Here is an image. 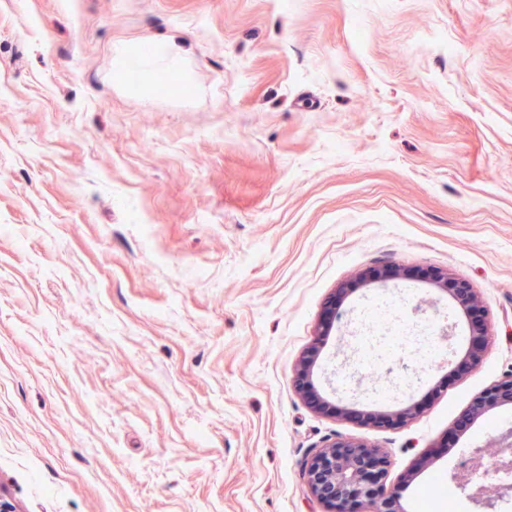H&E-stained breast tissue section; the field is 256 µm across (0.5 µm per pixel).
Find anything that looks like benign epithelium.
Segmentation results:
<instances>
[{
    "mask_svg": "<svg viewBox=\"0 0 512 512\" xmlns=\"http://www.w3.org/2000/svg\"><path fill=\"white\" fill-rule=\"evenodd\" d=\"M413 275L410 269H397L385 266L373 273L366 272L359 276V284L381 285L400 276ZM427 280L438 294L446 295L458 304H479L469 285L448 274L440 267L427 269ZM353 288H341L325 309L320 324V335L329 334L333 324L345 316L343 304ZM457 325L448 323L446 331L441 334V341L446 343L448 358L457 356L463 350V357L470 364L476 365L482 357L485 346L486 326L484 321L469 322V336L466 345L454 340ZM317 365V356L302 358L296 368L294 385L307 406L324 415H336V405L326 400L318 392L313 375ZM512 404V374L502 377L496 384L480 392L472 401L468 416L479 418L498 408ZM420 407L408 402L389 414L372 417L379 427L405 425L416 418ZM390 461L386 452L370 445L362 438L339 437L315 451L307 462L303 479L310 495L321 507V512H403L399 502L397 488L386 484ZM512 492V484L499 486L494 494L483 489L472 491L471 499L482 512H493L496 501Z\"/></svg>",
    "mask_w": 512,
    "mask_h": 512,
    "instance_id": "obj_1",
    "label": "benign epithelium"
}]
</instances>
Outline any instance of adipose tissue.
<instances>
[{
  "label": "adipose tissue",
  "mask_w": 512,
  "mask_h": 512,
  "mask_svg": "<svg viewBox=\"0 0 512 512\" xmlns=\"http://www.w3.org/2000/svg\"><path fill=\"white\" fill-rule=\"evenodd\" d=\"M113 60L114 83L129 90L146 89L160 72L180 82L188 79L182 52L170 41L152 42L147 49L138 44L118 43L113 47Z\"/></svg>",
  "instance_id": "ef3b65f1"
}]
</instances>
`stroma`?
<instances>
[{
	"label": "stroma",
	"mask_w": 512,
	"mask_h": 512,
	"mask_svg": "<svg viewBox=\"0 0 512 512\" xmlns=\"http://www.w3.org/2000/svg\"><path fill=\"white\" fill-rule=\"evenodd\" d=\"M174 41L188 95L112 81L118 42ZM441 267L485 310L479 365L414 367L419 416L341 378L332 294ZM397 318L418 278L359 288ZM512 373V0H0V491L17 512H319L313 451L387 452L404 512H479L452 480L500 449L481 391ZM432 464L421 459L432 447ZM416 476L401 484L408 470ZM376 271V272H373ZM373 272V273H371ZM413 275V271L411 269H397L391 266H384L379 270H371L359 276V285H370L373 283H378L381 285H385L387 282L398 278L400 276L409 277ZM358 290L357 288H340L334 298L328 303L325 309L324 318L320 324V336H327L336 321L342 320L346 310L342 309L349 294ZM317 357V355L311 356L310 354L299 361L294 377V385L307 406L312 410L324 415L334 416L336 415V405L326 400L313 383ZM421 408L413 402H408L389 414H379L372 417L375 425L379 427L406 425L416 418Z\"/></svg>",
	"instance_id": "obj_1"
}]
</instances>
